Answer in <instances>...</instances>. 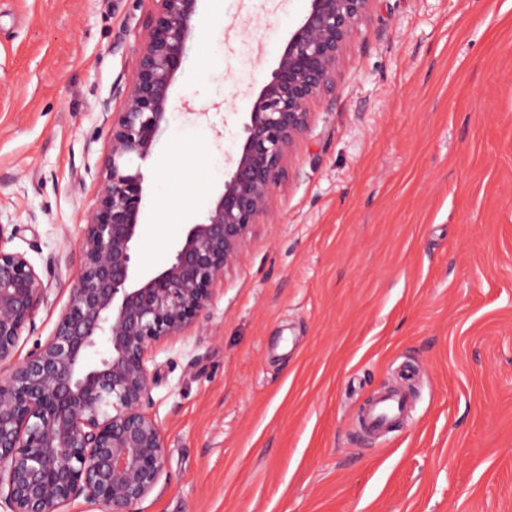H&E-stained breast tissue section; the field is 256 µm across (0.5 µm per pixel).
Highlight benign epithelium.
<instances>
[{
    "mask_svg": "<svg viewBox=\"0 0 512 512\" xmlns=\"http://www.w3.org/2000/svg\"><path fill=\"white\" fill-rule=\"evenodd\" d=\"M136 67L112 113L95 207L53 335L23 360L15 348L47 285L0 223V494L8 512H60L83 498L102 512H134L156 487L165 443L152 404L148 355L209 306L272 215L287 155L309 129L311 103L336 74L374 0H308L269 81L252 103L241 151L213 205L184 225L160 271L138 265L145 175L167 123L170 91L187 65L202 0H153Z\"/></svg>",
    "mask_w": 512,
    "mask_h": 512,
    "instance_id": "1",
    "label": "benign epithelium"
}]
</instances>
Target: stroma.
<instances>
[{"label":"stroma","mask_w":512,"mask_h":512,"mask_svg":"<svg viewBox=\"0 0 512 512\" xmlns=\"http://www.w3.org/2000/svg\"><path fill=\"white\" fill-rule=\"evenodd\" d=\"M308 0H204L144 165L139 263L212 204ZM152 0H0V222L49 288L79 263ZM148 369L163 469L137 512H512V0H374L271 220ZM415 374L400 427L372 395Z\"/></svg>","instance_id":"obj_1"}]
</instances>
